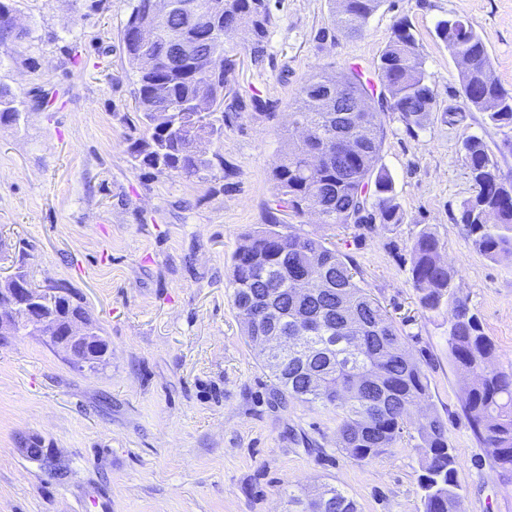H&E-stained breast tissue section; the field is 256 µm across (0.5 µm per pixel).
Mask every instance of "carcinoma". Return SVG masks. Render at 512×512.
<instances>
[{
    "mask_svg": "<svg viewBox=\"0 0 512 512\" xmlns=\"http://www.w3.org/2000/svg\"><path fill=\"white\" fill-rule=\"evenodd\" d=\"M175 8L161 22L152 0H136L121 32L131 65L137 68L138 120L148 136L130 144L135 168H150L182 178H200L224 164L218 144L224 136V115L195 111L199 102L224 101L228 74L234 71L226 45L239 34L241 20L250 24V54L263 61L270 0H223L218 18L207 14L191 21L175 0ZM379 0H337L339 29L362 34ZM13 8L0 2V46H17L29 31L9 28ZM436 34L461 63L462 94L467 104L486 113L489 123L512 126V95L495 77L483 39L473 24L459 17L442 19ZM380 80L389 94L388 108L400 113L407 129L422 128L434 108L423 58L410 25L396 24L380 58ZM359 87L372 118L371 138L355 132L357 150H336V113L320 109L327 74L315 71L299 92L293 122L306 124L307 140L284 138L283 150L272 170L277 203L296 215L317 213L322 224H399L402 213L394 184L379 166L384 127L374 93L355 69L347 72ZM322 154L320 164L308 160L310 149ZM463 161L478 173L474 194L465 199L456 223L467 231L472 248L493 260L512 257V192L499 189L503 181L493 151L480 137L463 141ZM280 219L271 213L269 227L246 237L233 256L232 302L245 336L254 340L265 327L258 317L270 300L281 312L280 331L289 336L306 315L313 324L315 354L307 361L288 356L274 371L277 391L307 403L341 411L338 447L365 462L402 439L410 411L428 404L426 374L410 355L406 337L355 278L345 257L322 238L285 235L276 230ZM437 236L419 232L411 247L410 274L419 304L428 312L450 308L448 350L457 369L469 379L462 395L468 424L494 464L512 470V372L496 369V347L485 335L467 299L460 295L457 273L442 260ZM313 273L309 291H295V280ZM323 377V391L307 388L309 374ZM421 457L418 486L424 512H462L458 461L443 418L427 407L418 427ZM289 512H357L342 489L288 493Z\"/></svg>",
    "mask_w": 512,
    "mask_h": 512,
    "instance_id": "cac0c4a2",
    "label": "carcinoma"
}]
</instances>
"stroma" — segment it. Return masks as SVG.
Instances as JSON below:
<instances>
[{
	"mask_svg": "<svg viewBox=\"0 0 512 512\" xmlns=\"http://www.w3.org/2000/svg\"><path fill=\"white\" fill-rule=\"evenodd\" d=\"M9 2L30 35L0 47V88L21 113L0 122V279L22 264L36 285L72 288L112 353L90 371L38 336L0 345V512H86L92 496L111 512H285L289 493L321 484L342 487L357 512H423L414 439L348 458L336 410L276 394L229 283L235 251L274 204L272 166L305 80L355 68L382 97L380 57L402 19L434 96L424 128L381 114L402 223L343 227L307 213L280 230L325 239L402 329L448 424L464 512H512V471L494 467L461 410L451 313L423 310L409 274L410 248L430 229L497 348L495 368L512 371V258L479 254L455 221L473 193L463 140L482 137L512 176V129L468 106L435 33L439 20L468 19L512 93V0H382L355 38L334 25V0H271L264 63H252L248 32L226 48L242 106L224 121L223 166L201 179L130 163L145 133L120 39L132 0ZM33 441L63 475L27 456Z\"/></svg>",
	"mask_w": 512,
	"mask_h": 512,
	"instance_id": "35a3bbf8",
	"label": "stroma"
}]
</instances>
